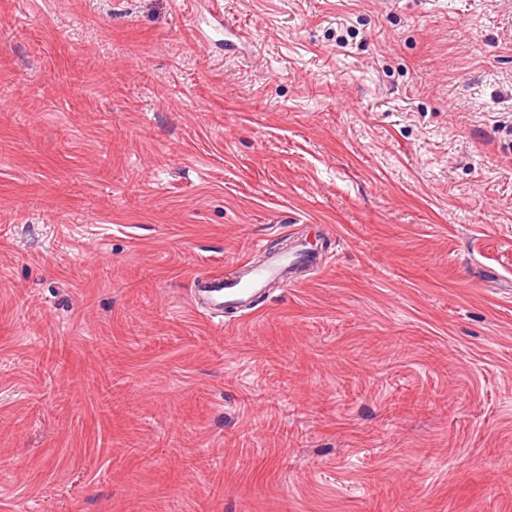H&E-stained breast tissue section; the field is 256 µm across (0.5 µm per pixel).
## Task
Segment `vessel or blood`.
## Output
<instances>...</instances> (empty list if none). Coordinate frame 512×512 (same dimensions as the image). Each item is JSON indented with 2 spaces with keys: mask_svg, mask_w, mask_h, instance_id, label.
<instances>
[{
  "mask_svg": "<svg viewBox=\"0 0 512 512\" xmlns=\"http://www.w3.org/2000/svg\"><path fill=\"white\" fill-rule=\"evenodd\" d=\"M318 262V255L298 247L261 264L242 262L234 277L218 272L202 274L194 281L192 306L210 317H223L225 310L249 306L270 284L291 281L297 270Z\"/></svg>",
  "mask_w": 512,
  "mask_h": 512,
  "instance_id": "b4317fda",
  "label": "vessel or blood"
}]
</instances>
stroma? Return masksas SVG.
Masks as SVG:
<instances>
[{"instance_id":"1","label":"stroma","mask_w":512,"mask_h":512,"mask_svg":"<svg viewBox=\"0 0 512 512\" xmlns=\"http://www.w3.org/2000/svg\"><path fill=\"white\" fill-rule=\"evenodd\" d=\"M0 512H512V0H0ZM318 262V255L299 246L262 264L242 262L235 278L218 272L202 274L194 281L192 307L212 318H222L224 310L248 307L270 284L291 282L297 270Z\"/></svg>"}]
</instances>
